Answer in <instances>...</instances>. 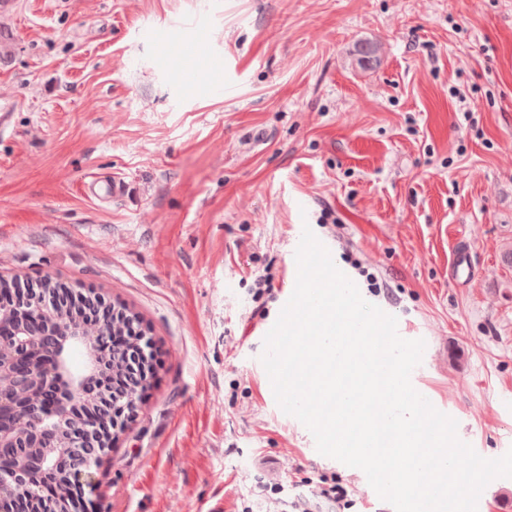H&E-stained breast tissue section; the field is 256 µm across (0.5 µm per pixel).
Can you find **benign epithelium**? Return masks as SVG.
Masks as SVG:
<instances>
[{"label":"benign epithelium","instance_id":"1","mask_svg":"<svg viewBox=\"0 0 512 512\" xmlns=\"http://www.w3.org/2000/svg\"><path fill=\"white\" fill-rule=\"evenodd\" d=\"M75 291L48 279L0 276V512H87L73 490L112 443V431L134 393L112 394V341L135 313L89 290L71 307ZM85 364L75 371L69 353Z\"/></svg>","mask_w":512,"mask_h":512}]
</instances>
